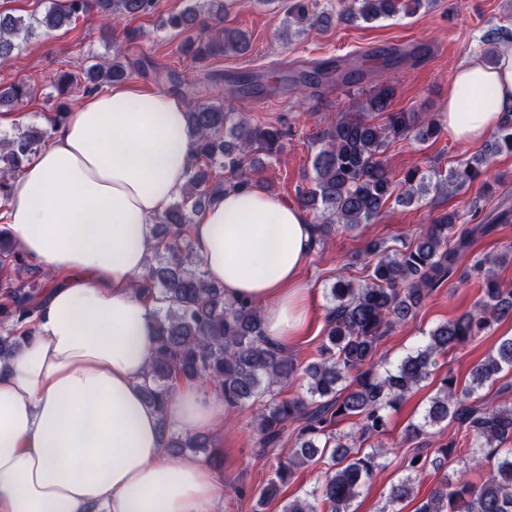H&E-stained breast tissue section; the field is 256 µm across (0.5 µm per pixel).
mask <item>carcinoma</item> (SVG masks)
<instances>
[{"label":"carcinoma","instance_id":"cac0c4a2","mask_svg":"<svg viewBox=\"0 0 512 512\" xmlns=\"http://www.w3.org/2000/svg\"><path fill=\"white\" fill-rule=\"evenodd\" d=\"M160 0H62L52 3L41 18L25 21L0 12V63L42 29L57 30L91 13L134 17L156 13ZM435 0H348L339 20L365 22L386 19L403 11L414 13ZM213 23L204 29L216 37L187 40L183 54L196 59L213 53H243L249 40L240 30L219 27L223 0H209ZM286 21L299 28L325 26L330 16L314 12L313 0H287ZM173 29H188L197 23L194 8L172 13ZM512 42V29L492 26L483 36L484 61L496 64L498 46ZM127 65L113 58L108 65H86L79 73H58L52 83L63 93L85 94L123 81ZM33 95L31 85L19 81L0 85V103L12 104ZM395 89L379 84L342 114L321 135L314 154L315 176L311 186L299 190L303 209L319 215L316 241L322 243L339 228L354 230L375 218L390 199L411 205L433 187L460 191L485 174L489 160L512 154V121H505L486 149L433 176L419 170L392 181L379 156L389 142L414 134L421 142L435 139L440 126L433 118L416 112L392 109ZM67 118L58 112L49 126L30 125L13 136L0 139V204L10 199L15 180ZM186 118L195 135L194 160L187 175V188L180 200L155 218L152 247L138 289L160 303L156 311L155 346L149 378L144 385L147 400L160 412L175 384L196 381L212 386L234 411L258 407L255 416L259 445L268 449L280 442L288 422L302 419L304 426L294 438L287 461L280 463L276 479L259 492V503L277 498L280 486L292 472L307 463L326 465L325 479L304 497L289 501L283 512H350L352 502L379 469L386 467L379 452H364L335 437L330 427L339 417H358L361 434L380 435L386 430L387 413L432 374L438 356L491 329L512 316V289L494 279L483 262L472 266V275L482 283L483 297L472 309L436 325L422 345L408 352L391 369L379 371L374 360L380 338L406 322L424 299L453 274L463 255L494 228L493 224L458 223L456 212H446L413 240L395 248L372 241L367 254L373 256L368 284L357 286L344 276L329 290L334 306L319 346V357L304 369L310 399H282L276 387L295 372L294 363L282 350L268 343L260 309L253 303L224 300V290L208 281L202 260L190 244V228L206 207L224 191L252 185L246 162L254 151L271 154L281 147L286 128L251 125L224 102L198 103L188 108ZM221 174H212V169ZM0 266L15 273L0 281V358L10 357L19 346V329L33 330V318L43 292L35 271L18 246L0 230ZM512 370V337L500 341L495 352L476 363L470 382L457 387L455 378L444 376L422 421L409 425L408 433L419 439L428 428L456 421L465 442L451 441L430 460L413 455L410 474L391 487L383 509L411 497L412 473L432 465L441 469L458 446L467 448L465 461L489 468L479 483L463 482L445 474L432 494L417 504L415 512H512V400L504 399L487 410L467 404V399ZM167 448L204 450L214 447L207 435L171 437Z\"/></svg>","mask_w":512,"mask_h":512}]
</instances>
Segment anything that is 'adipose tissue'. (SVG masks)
Returning a JSON list of instances; mask_svg holds the SVG:
<instances>
[{
    "label": "adipose tissue",
    "mask_w": 512,
    "mask_h": 512,
    "mask_svg": "<svg viewBox=\"0 0 512 512\" xmlns=\"http://www.w3.org/2000/svg\"><path fill=\"white\" fill-rule=\"evenodd\" d=\"M186 112L180 98L129 84L85 96L0 213L54 280L33 333L0 361V512H213L224 493L207 464L171 457L160 426L166 417L182 433H212L223 399L183 383L161 412L142 390L158 304L134 286L149 226L193 163ZM511 114L512 51L456 70L442 114L456 141L479 142ZM190 234L225 300L260 305L269 342L300 332L315 235L299 207L233 188Z\"/></svg>",
    "instance_id": "ef3b65f1"
}]
</instances>
